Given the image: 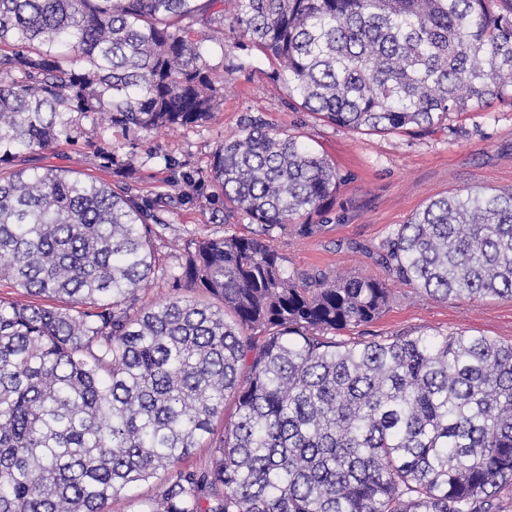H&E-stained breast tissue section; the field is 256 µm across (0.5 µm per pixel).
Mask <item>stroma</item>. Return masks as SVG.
<instances>
[{
    "mask_svg": "<svg viewBox=\"0 0 512 512\" xmlns=\"http://www.w3.org/2000/svg\"><path fill=\"white\" fill-rule=\"evenodd\" d=\"M208 62L217 76L219 102L208 122L126 132L91 116L80 119L72 140L51 150L23 152L13 169L60 167L129 185L146 202L167 201L152 238L160 272L140 292L149 306L173 297L170 276L196 241L253 231L249 218L226 206L205 174L224 139L247 119H259L271 129L302 135L342 176L333 206L314 230L303 233L292 224L276 232L273 244L288 267L387 280L390 301L383 313L370 324L338 332V340L435 329L512 343V300L439 301L387 277L377 263L385 240L430 199L464 190L512 189V103L450 114L432 130L366 135L293 108L287 90L272 78L268 60L258 51L236 48L233 37L209 43ZM104 152L113 154L112 167H103Z\"/></svg>",
    "mask_w": 512,
    "mask_h": 512,
    "instance_id": "35a3bbf8",
    "label": "stroma"
}]
</instances>
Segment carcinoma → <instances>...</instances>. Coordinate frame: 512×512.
<instances>
[{
  "label": "carcinoma",
  "instance_id": "1",
  "mask_svg": "<svg viewBox=\"0 0 512 512\" xmlns=\"http://www.w3.org/2000/svg\"><path fill=\"white\" fill-rule=\"evenodd\" d=\"M0 0V512H105L175 469L145 512H503L512 343L466 331L339 342L389 302L374 277L289 271L274 233L323 216L336 166L256 122L210 182L258 229L195 245L140 303L161 220L130 187L8 170L75 117L151 131L217 105L206 38L231 33L289 99L369 135L512 101V0ZM378 261L428 296L512 299V190L431 200ZM235 419L217 429L224 406ZM208 445L207 467L185 465Z\"/></svg>",
  "mask_w": 512,
  "mask_h": 512
}]
</instances>
